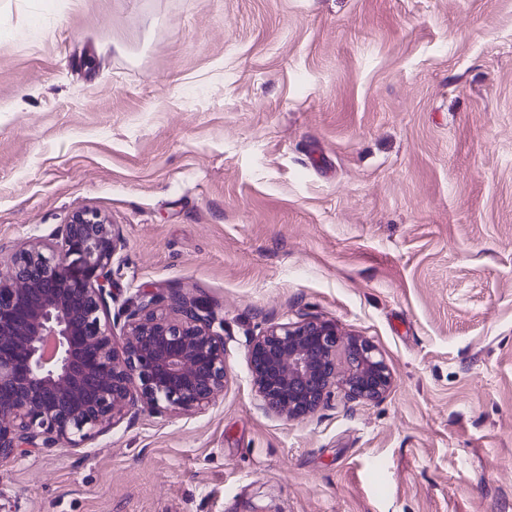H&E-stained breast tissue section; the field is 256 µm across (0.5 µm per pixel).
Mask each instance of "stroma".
<instances>
[{
	"instance_id": "obj_1",
	"label": "stroma",
	"mask_w": 512,
	"mask_h": 512,
	"mask_svg": "<svg viewBox=\"0 0 512 512\" xmlns=\"http://www.w3.org/2000/svg\"><path fill=\"white\" fill-rule=\"evenodd\" d=\"M82 206L228 381L0 463V512H512V0H0V256ZM307 315L384 400L260 409L249 341Z\"/></svg>"
}]
</instances>
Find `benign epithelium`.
Instances as JSON below:
<instances>
[{"label": "benign epithelium", "mask_w": 512, "mask_h": 512, "mask_svg": "<svg viewBox=\"0 0 512 512\" xmlns=\"http://www.w3.org/2000/svg\"><path fill=\"white\" fill-rule=\"evenodd\" d=\"M118 236L77 207L55 243L0 270V460L76 448L132 411L202 412L224 392V336L199 299L140 288L111 313ZM265 410L304 419L340 387L376 402L394 385L376 344L316 316L272 324L249 343Z\"/></svg>", "instance_id": "7a95c632"}]
</instances>
